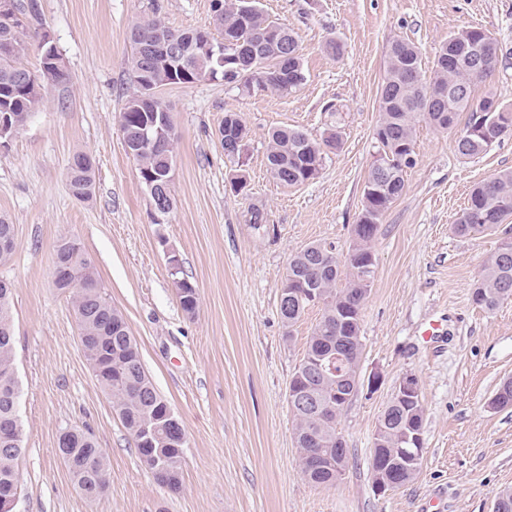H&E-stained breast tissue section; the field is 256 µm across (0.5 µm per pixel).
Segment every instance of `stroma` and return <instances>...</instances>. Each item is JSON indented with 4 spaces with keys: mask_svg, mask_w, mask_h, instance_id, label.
Returning <instances> with one entry per match:
<instances>
[{
    "mask_svg": "<svg viewBox=\"0 0 512 512\" xmlns=\"http://www.w3.org/2000/svg\"><path fill=\"white\" fill-rule=\"evenodd\" d=\"M149 2L38 0L70 81L48 87L40 111L0 149V216L14 226L0 278L13 284L26 448L16 512H492L498 494L512 490V407L487 406L512 377V298L491 312L475 308L473 285L503 236L464 238L452 226L475 184L512 169V136L465 159L454 131L417 124V163L373 244L362 382L337 425L349 464L332 487L305 480L288 406L289 382L322 310L309 308L289 328L279 301L293 254L325 243L343 259L353 244L389 44L415 43L427 71L450 32L476 26L512 54V0H257L293 31L307 81L288 95L247 94L220 79L165 87L174 206L160 221L119 126L130 93L129 26ZM159 2L175 29L211 17V0ZM333 40L342 56L328 51ZM228 112L249 131L238 161L220 141ZM333 121L341 146L315 180L284 187L270 177L272 129L318 139ZM77 151L95 160L88 201L69 191ZM238 169L248 181L240 193L230 184ZM69 239L82 244L146 374L184 427L179 491L145 469L80 348L71 300L52 274L54 249ZM171 251L198 290L195 316L180 306ZM432 321L448 333L429 342L422 332ZM407 375L418 380L425 414L421 468L412 482L380 493L370 476L374 435ZM72 428L89 430L107 454L110 485L93 503L56 451L60 432Z\"/></svg>",
    "mask_w": 512,
    "mask_h": 512,
    "instance_id": "1",
    "label": "stroma"
}]
</instances>
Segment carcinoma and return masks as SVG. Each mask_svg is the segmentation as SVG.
Returning a JSON list of instances; mask_svg holds the SVG:
<instances>
[{"instance_id":"1","label":"carcinoma","mask_w":512,"mask_h":512,"mask_svg":"<svg viewBox=\"0 0 512 512\" xmlns=\"http://www.w3.org/2000/svg\"><path fill=\"white\" fill-rule=\"evenodd\" d=\"M254 0H212V16L218 24L221 40H213V52L195 48L198 29L180 30L168 26L161 18V6L150 3L149 11L129 27L133 52L128 59L132 93L128 96L119 123L125 150L138 164L142 181L161 186L160 193L168 207H173L171 183L166 181L167 169L173 162L174 128L155 146L143 145L144 124L162 119L170 111L161 90L169 85L189 84L218 77L248 94L275 92L290 94L306 82L299 45L292 31L266 17L253 7ZM25 22L7 26L0 21V46L10 43L15 55L0 56V115L8 114L11 125L20 128L43 103L44 94L30 91L25 84L23 68L17 59L25 53L28 41L38 35L42 18L37 0H15ZM277 28L280 43H272L269 30ZM158 39L166 48L177 46L180 54L162 59L150 69L139 47L148 39ZM509 60L491 34L478 27H464L452 32L448 41L436 52L433 75H422L420 52L413 43L395 39L387 51L386 73L380 92V119L374 132L376 156L363 188V207L355 229V242L348 252V272L343 287H338L339 260L336 248L313 243L295 253L288 264L281 289L280 315L288 327H293L313 303L300 292L308 282L318 291L317 304L322 316L307 342L305 354L293 377L308 387L314 403L290 406L298 452L311 450L306 444L310 434L316 435L318 447L333 456L334 464L304 473L314 486L336 485V475L348 468V450L337 454L343 441L337 431V419L323 418L315 403L350 395L357 385L362 343L360 327L345 320L344 310L363 308L374 273L373 243L379 223L390 205L403 193L405 176L416 165L415 128L420 121L442 129H457L455 149L465 158L486 153L505 136H512V107L504 106L488 92L480 97L474 88L487 83ZM150 71L157 92L151 103H141L138 78ZM466 114L463 127H457L461 114ZM224 154L241 158L248 140L246 126L235 112L224 113L220 129ZM341 145V132L333 125L322 140L301 130L280 128L272 131L267 152L271 177L284 186L305 184L315 179L325 155ZM95 161L86 152H76L69 161V189L78 199H88L94 188ZM512 218V170L501 171L475 185L453 224L460 237H475L491 232ZM55 257L66 263L74 284L64 292L69 294L75 311L83 316L86 336L85 357H98L100 347H112L120 354L112 358V384L109 396L112 408L133 440L143 427L152 422L157 407L166 400L155 389L141 362L138 347L116 335L112 324L123 315L112 307L85 251L63 241L55 249ZM173 283L182 310L195 315L199 299L190 294L193 284L182 271L173 274ZM512 297V241L504 242L484 264L483 273L472 291L475 305L494 310L503 300ZM348 341L346 362L342 364L346 380L334 376L315 377L307 367V359L319 352L336 348L345 337ZM15 336L11 315V297L0 296V483L16 471L18 460L25 452L23 441L9 434L12 425L14 390L12 382ZM491 409L512 407V378L505 380L488 403ZM424 410L421 402L398 400L384 410L374 437L373 451L381 461L396 452L404 431L413 424L423 427ZM185 443L177 435H169L155 443L153 454L167 467L166 475L157 482L170 490L179 488L180 470ZM69 473L76 487L83 489L84 498L99 500L110 484L106 453L96 449L94 440L78 441L71 448Z\"/></svg>"}]
</instances>
